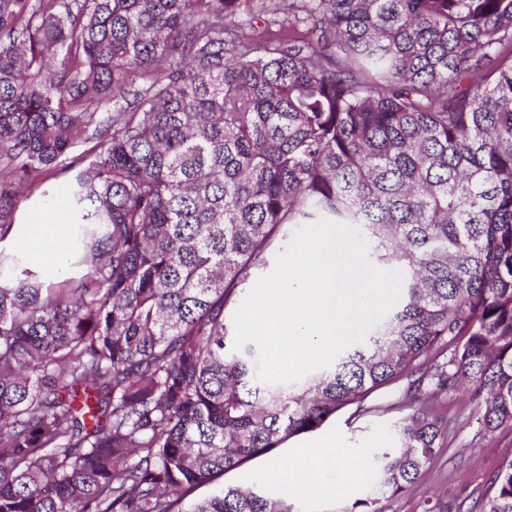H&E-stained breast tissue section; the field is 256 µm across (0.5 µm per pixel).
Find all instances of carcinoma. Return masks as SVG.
I'll use <instances>...</instances> for the list:
<instances>
[{
    "mask_svg": "<svg viewBox=\"0 0 512 512\" xmlns=\"http://www.w3.org/2000/svg\"><path fill=\"white\" fill-rule=\"evenodd\" d=\"M59 178L73 274L0 248V512H298L189 494L405 377L400 445L344 512L415 490L461 390L512 430V0H0V243ZM321 218L400 301L263 383L228 312ZM479 501L512 512V461Z\"/></svg>",
    "mask_w": 512,
    "mask_h": 512,
    "instance_id": "carcinoma-1",
    "label": "carcinoma"
}]
</instances>
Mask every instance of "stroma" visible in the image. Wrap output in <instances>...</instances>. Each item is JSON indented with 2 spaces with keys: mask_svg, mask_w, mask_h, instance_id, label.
Segmentation results:
<instances>
[{
  "mask_svg": "<svg viewBox=\"0 0 512 512\" xmlns=\"http://www.w3.org/2000/svg\"><path fill=\"white\" fill-rule=\"evenodd\" d=\"M406 380H399L367 401L368 409L359 415L343 410L327 420L315 432L288 439L269 457L258 458L242 468L198 488L196 497L209 495L222 483H258L268 495H290L299 512H340L356 499L365 497L375 483L374 472L366 459L354 456L355 449L375 451L397 446V426L408 409L402 403ZM448 436L444 448L423 475L413 492L395 500L391 512H420L419 501L435 493L446 492L463 502L465 512H472L474 502L490 478L512 461V433L505 431L495 437L480 433L476 414L462 398L448 403ZM335 443V454L325 452L328 443ZM282 469L305 471L313 468L311 480L288 481L271 474L273 465ZM332 484L334 495H317L312 482Z\"/></svg>",
  "mask_w": 512,
  "mask_h": 512,
  "instance_id": "stroma-1",
  "label": "stroma"
}]
</instances>
